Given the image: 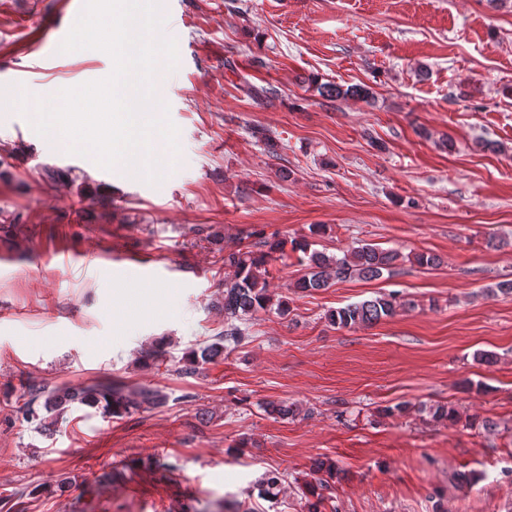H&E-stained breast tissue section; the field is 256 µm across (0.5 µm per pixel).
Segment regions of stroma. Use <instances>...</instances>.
I'll use <instances>...</instances> for the list:
<instances>
[{"mask_svg":"<svg viewBox=\"0 0 512 512\" xmlns=\"http://www.w3.org/2000/svg\"><path fill=\"white\" fill-rule=\"evenodd\" d=\"M82 6L0 0V512H306L320 460L343 470L321 512H512V295L495 290L512 280V0H162L180 152L157 185L60 156L4 105L111 73L102 51L41 44ZM311 77L371 97L329 101ZM255 86L278 96L256 104ZM253 231L401 259L311 292L294 287L305 253L271 262L288 317L247 316L241 343L184 373L224 331V254ZM389 293L373 326L326 319ZM109 380L163 401L120 418L76 405L50 433L17 400L29 382ZM436 404L458 420L433 421Z\"/></svg>","mask_w":512,"mask_h":512,"instance_id":"1","label":"stroma"}]
</instances>
